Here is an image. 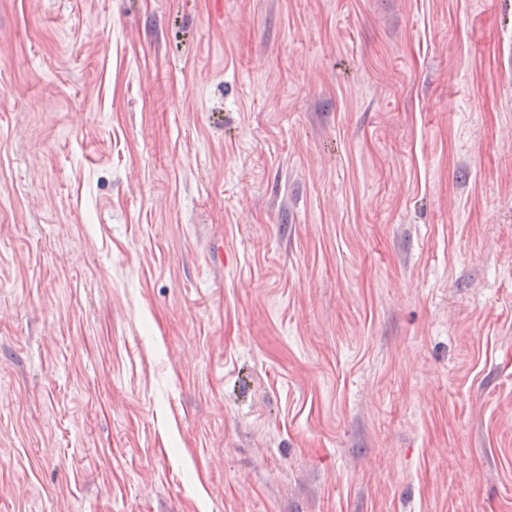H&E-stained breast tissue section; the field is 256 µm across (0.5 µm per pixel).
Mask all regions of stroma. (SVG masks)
I'll use <instances>...</instances> for the list:
<instances>
[{
    "label": "stroma",
    "instance_id": "35a3bbf8",
    "mask_svg": "<svg viewBox=\"0 0 512 512\" xmlns=\"http://www.w3.org/2000/svg\"><path fill=\"white\" fill-rule=\"evenodd\" d=\"M0 512H512V0H0Z\"/></svg>",
    "mask_w": 512,
    "mask_h": 512
}]
</instances>
